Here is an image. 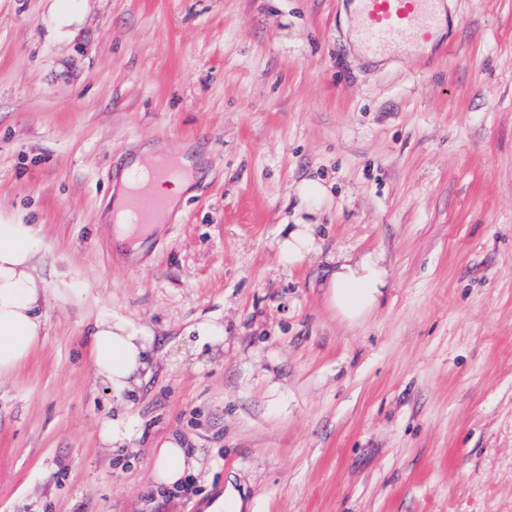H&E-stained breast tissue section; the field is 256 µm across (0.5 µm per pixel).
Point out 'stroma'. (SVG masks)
Returning <instances> with one entry per match:
<instances>
[{"instance_id":"stroma-1","label":"stroma","mask_w":512,"mask_h":512,"mask_svg":"<svg viewBox=\"0 0 512 512\" xmlns=\"http://www.w3.org/2000/svg\"><path fill=\"white\" fill-rule=\"evenodd\" d=\"M350 4L0 0V221L41 225L47 284L0 378V512H205L230 483L244 512H512V0H445L439 42L382 57ZM142 147L201 176L133 258L107 215ZM297 223L321 251L291 266ZM371 251L351 324L321 270ZM102 312L154 335L133 453L99 437ZM172 435L201 457L170 490ZM282 238L278 240V250L281 257L288 262V265H295L303 262L308 256L318 254L319 246V225L316 224H286L282 231H285ZM326 260L330 267L324 283L331 308L347 322L362 320L377 307L387 286L388 270L382 254L372 251ZM199 452L187 447L179 436H170L154 452L153 478L158 486L176 488L187 476L196 471Z\"/></svg>"}]
</instances>
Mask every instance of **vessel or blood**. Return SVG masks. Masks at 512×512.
Wrapping results in <instances>:
<instances>
[{
  "label": "vessel or blood",
  "mask_w": 512,
  "mask_h": 512,
  "mask_svg": "<svg viewBox=\"0 0 512 512\" xmlns=\"http://www.w3.org/2000/svg\"><path fill=\"white\" fill-rule=\"evenodd\" d=\"M355 2L358 34L370 54H384L399 46L418 47L440 37L442 0ZM188 175V169L174 155L148 164L146 174H134L135 201L129 218L133 228L140 230L160 223L166 214L165 201L149 191V184L180 180Z\"/></svg>",
  "instance_id": "1"
}]
</instances>
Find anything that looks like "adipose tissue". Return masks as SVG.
Returning <instances> with one entry per match:
<instances>
[{
  "mask_svg": "<svg viewBox=\"0 0 512 512\" xmlns=\"http://www.w3.org/2000/svg\"><path fill=\"white\" fill-rule=\"evenodd\" d=\"M45 247L35 224H0V378L14 374L44 342L46 326L40 312L46 283L38 272ZM288 264L319 253V227L289 225L278 240ZM324 279L331 308L343 320L355 323L373 311L387 286L388 270L381 253L329 258ZM93 376L108 386L125 410L101 425L102 441L112 449L132 444V422L127 413L141 395L143 381L155 368L153 334L132 328L126 321L98 315L88 327ZM199 453L178 436L169 437L154 452L153 478L158 486L175 488L198 469Z\"/></svg>",
  "mask_w": 512,
  "mask_h": 512,
  "instance_id": "obj_1",
  "label": "adipose tissue"
}]
</instances>
